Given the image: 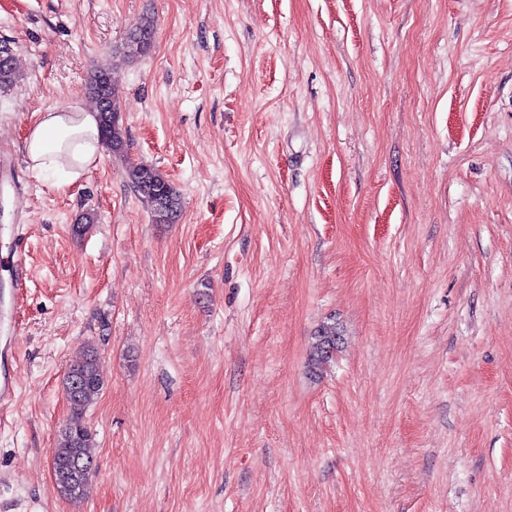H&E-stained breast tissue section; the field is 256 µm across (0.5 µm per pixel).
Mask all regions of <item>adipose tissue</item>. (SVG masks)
I'll return each mask as SVG.
<instances>
[{"mask_svg":"<svg viewBox=\"0 0 512 512\" xmlns=\"http://www.w3.org/2000/svg\"><path fill=\"white\" fill-rule=\"evenodd\" d=\"M23 148L28 168L60 185L78 180L105 150L97 113L79 108L39 113Z\"/></svg>","mask_w":512,"mask_h":512,"instance_id":"1","label":"adipose tissue"}]
</instances>
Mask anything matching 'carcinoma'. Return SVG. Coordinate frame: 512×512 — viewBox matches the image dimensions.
Listing matches in <instances>:
<instances>
[{
  "label": "carcinoma",
  "instance_id": "carcinoma-1",
  "mask_svg": "<svg viewBox=\"0 0 512 512\" xmlns=\"http://www.w3.org/2000/svg\"><path fill=\"white\" fill-rule=\"evenodd\" d=\"M153 39V20L141 18L126 34L123 55L133 58L149 54ZM16 81L15 67L6 60H0V92L8 91ZM88 89L99 116L105 146L114 155L122 154L126 137L120 112L112 106V68H96L89 77ZM127 180L147 204L153 223H176L182 210L180 194L157 169L146 165L131 168L127 171ZM340 340L336 324L326 322L318 327L309 350L310 371H320L333 359ZM62 387L72 420L62 428L53 449L56 475L54 491L61 497L77 502L84 496L90 479L93 469L91 448L95 442L92 429L81 421V417L104 387L94 347L85 346L79 360L70 364L64 374Z\"/></svg>",
  "mask_w": 512,
  "mask_h": 512
}]
</instances>
